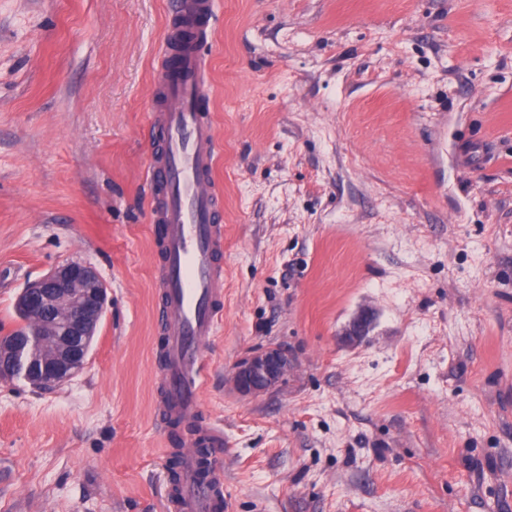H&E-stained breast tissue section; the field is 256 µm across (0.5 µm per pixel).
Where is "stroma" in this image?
<instances>
[{"mask_svg":"<svg viewBox=\"0 0 512 512\" xmlns=\"http://www.w3.org/2000/svg\"><path fill=\"white\" fill-rule=\"evenodd\" d=\"M167 0H0V336L94 265L83 369L0 381V512H165L145 181ZM226 512H512V0H217ZM489 138L498 161H463ZM369 315L366 336L346 331ZM278 347L274 390L237 362ZM291 367L288 354L280 348L269 347L238 362L234 367L233 379L243 393H265L274 389Z\"/></svg>","mask_w":512,"mask_h":512,"instance_id":"1","label":"stroma"}]
</instances>
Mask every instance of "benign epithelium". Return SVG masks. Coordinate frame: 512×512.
I'll return each mask as SVG.
<instances>
[{
  "label": "benign epithelium",
  "mask_w": 512,
  "mask_h": 512,
  "mask_svg": "<svg viewBox=\"0 0 512 512\" xmlns=\"http://www.w3.org/2000/svg\"><path fill=\"white\" fill-rule=\"evenodd\" d=\"M107 291L96 268L87 263L57 266L28 283L16 306L30 331L10 343L0 338V380L23 379L43 389L70 380L86 362ZM291 367L288 354L269 347L238 362L233 379L243 393H265Z\"/></svg>",
  "instance_id": "benign-epithelium-1"
}]
</instances>
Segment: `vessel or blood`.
Masks as SVG:
<instances>
[{
    "instance_id": "obj_1",
    "label": "vessel or blood",
    "mask_w": 512,
    "mask_h": 512,
    "mask_svg": "<svg viewBox=\"0 0 512 512\" xmlns=\"http://www.w3.org/2000/svg\"><path fill=\"white\" fill-rule=\"evenodd\" d=\"M167 14L193 37L165 47L154 75L165 106L152 113L147 133L148 222L157 246L164 355L156 382L167 418L192 422L193 429L166 509L223 512L224 428L202 410L206 346L218 332L224 304L223 192L214 176L222 142L202 111L209 79L203 48L217 9L215 0H167Z\"/></svg>"
}]
</instances>
